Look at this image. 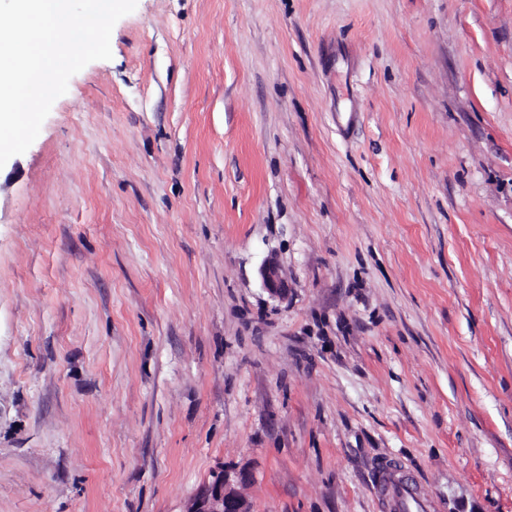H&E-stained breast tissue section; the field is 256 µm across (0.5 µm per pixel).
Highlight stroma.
I'll return each instance as SVG.
<instances>
[{
    "label": "stroma",
    "instance_id": "35a3bbf8",
    "mask_svg": "<svg viewBox=\"0 0 512 512\" xmlns=\"http://www.w3.org/2000/svg\"><path fill=\"white\" fill-rule=\"evenodd\" d=\"M111 50L0 168V512H512V0H137ZM235 481L219 467L191 500L188 512H251Z\"/></svg>",
    "mask_w": 512,
    "mask_h": 512
}]
</instances>
